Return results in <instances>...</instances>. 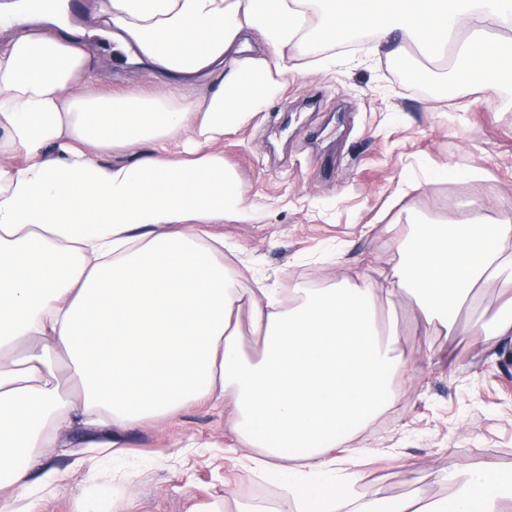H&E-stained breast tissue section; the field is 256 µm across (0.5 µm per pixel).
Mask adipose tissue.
Returning a JSON list of instances; mask_svg holds the SVG:
<instances>
[{
	"label": "adipose tissue",
	"mask_w": 512,
	"mask_h": 512,
	"mask_svg": "<svg viewBox=\"0 0 512 512\" xmlns=\"http://www.w3.org/2000/svg\"><path fill=\"white\" fill-rule=\"evenodd\" d=\"M90 12L156 81L151 92L97 91L93 55L50 13L0 5V512H17L27 460L79 423L124 428L215 394L229 396L233 433L252 468L288 472L280 512H502L496 463L468 465L455 499L390 504L353 498L333 477L349 442L396 396L405 373L398 328L381 331L378 291L237 288L213 222L251 219L245 189L215 145L277 92L287 63L250 55L348 41L369 29L403 55L448 58L440 80H478L494 95L512 74V0H91ZM206 82L207 93L191 87ZM148 145L109 166L88 149ZM390 285L407 295L431 357L434 326L453 332L477 288L504 300L478 318V341L512 337V220L472 203L450 229L417 225L396 240ZM261 341L248 355L242 332ZM69 392H62L58 366ZM345 447V457L334 451Z\"/></svg>",
	"instance_id": "obj_1"
}]
</instances>
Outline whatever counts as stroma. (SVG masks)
Segmentation results:
<instances>
[{
  "instance_id": "35a3bbf8",
  "label": "stroma",
  "mask_w": 512,
  "mask_h": 512,
  "mask_svg": "<svg viewBox=\"0 0 512 512\" xmlns=\"http://www.w3.org/2000/svg\"><path fill=\"white\" fill-rule=\"evenodd\" d=\"M85 27L100 90L151 89L97 25ZM292 63L269 105L219 144L252 215L212 227L225 264L244 272L239 287L278 288L286 308L293 288L366 278L381 288L400 260L395 237L415 225L456 222L473 198L492 218L512 217V86L490 99L474 83L408 84L369 37ZM476 311L463 309L453 333L432 330V359L414 363L410 387L360 430L361 453L337 465V479L357 475L360 493L394 502L455 498L468 463L490 460L512 475V339L475 342ZM230 416L224 400L129 424L124 456L101 465L90 447L101 428L65 430L31 465L20 512H189L228 496L276 503L274 487L247 473Z\"/></svg>"
}]
</instances>
